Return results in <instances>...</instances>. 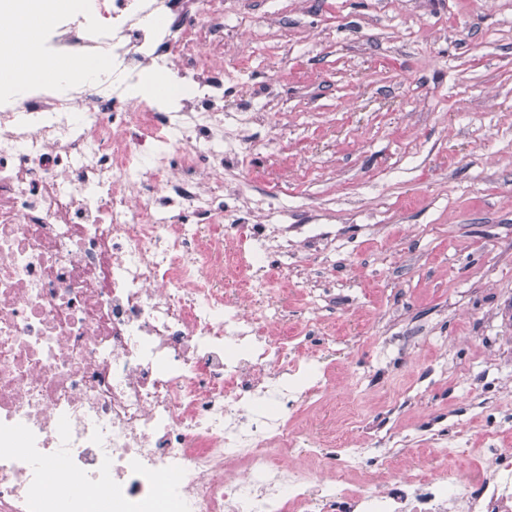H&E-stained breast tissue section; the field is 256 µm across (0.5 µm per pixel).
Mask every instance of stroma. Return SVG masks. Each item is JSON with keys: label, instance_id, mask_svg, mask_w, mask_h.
Here are the masks:
<instances>
[{"label": "stroma", "instance_id": "35a3bbf8", "mask_svg": "<svg viewBox=\"0 0 512 512\" xmlns=\"http://www.w3.org/2000/svg\"><path fill=\"white\" fill-rule=\"evenodd\" d=\"M209 48L248 63L225 112L269 117L255 190L335 235L288 307L308 281L326 324L363 328L318 349L337 395L396 388L366 426L512 448V0H224Z\"/></svg>", "mask_w": 512, "mask_h": 512}]
</instances>
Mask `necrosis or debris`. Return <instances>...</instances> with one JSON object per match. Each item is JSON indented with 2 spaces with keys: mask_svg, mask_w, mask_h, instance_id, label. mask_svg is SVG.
<instances>
[{
  "mask_svg": "<svg viewBox=\"0 0 512 512\" xmlns=\"http://www.w3.org/2000/svg\"><path fill=\"white\" fill-rule=\"evenodd\" d=\"M34 74L0 37V512H512V450L484 431L477 475L448 448L398 473L377 440L297 426L328 378L304 294L273 301L291 246L243 188L254 143L224 130L220 0H80L42 18ZM161 76L168 99L138 88ZM77 483L55 491L59 475Z\"/></svg>",
  "mask_w": 512,
  "mask_h": 512,
  "instance_id": "necrosis-or-debris-1",
  "label": "necrosis or debris"
}]
</instances>
